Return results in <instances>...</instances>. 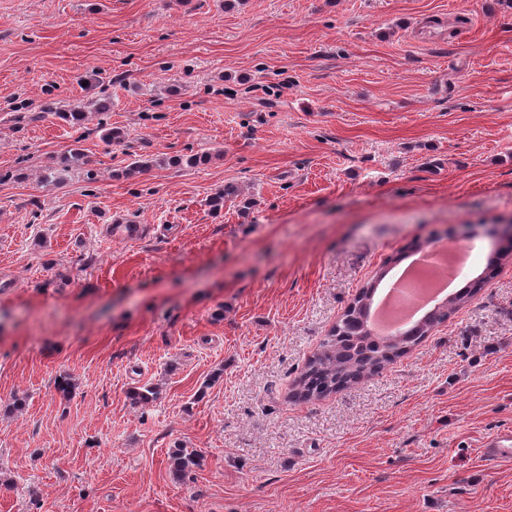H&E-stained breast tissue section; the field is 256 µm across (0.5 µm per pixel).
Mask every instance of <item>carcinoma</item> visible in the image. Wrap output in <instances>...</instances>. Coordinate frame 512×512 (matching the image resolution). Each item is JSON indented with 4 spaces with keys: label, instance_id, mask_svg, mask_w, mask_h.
<instances>
[{
    "label": "carcinoma",
    "instance_id": "carcinoma-1",
    "mask_svg": "<svg viewBox=\"0 0 512 512\" xmlns=\"http://www.w3.org/2000/svg\"><path fill=\"white\" fill-rule=\"evenodd\" d=\"M43 110L51 112L74 127L82 126L86 113L79 107L58 106L48 102ZM485 277L478 275L473 282L466 283L451 304L443 305L425 316L419 329L413 328L397 335V341L389 343L385 338L361 336L359 310L354 308L342 316L332 329L330 338L323 344L321 352L309 359L304 373L299 378L296 391L300 398L311 400L330 394L347 385L380 371L386 364L404 354L403 347L430 333L443 323L457 306L469 301L482 288ZM155 387H141L131 390V400L145 404L159 398ZM202 455L195 449L177 448L169 454L173 472L187 477L200 465Z\"/></svg>",
    "mask_w": 512,
    "mask_h": 512
}]
</instances>
